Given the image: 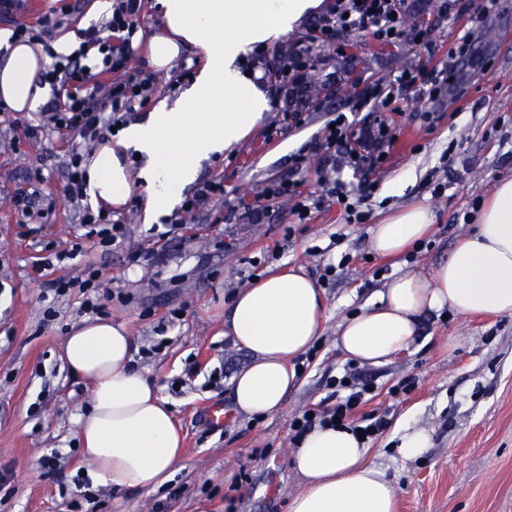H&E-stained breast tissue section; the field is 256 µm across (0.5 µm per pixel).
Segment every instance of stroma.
Returning a JSON list of instances; mask_svg holds the SVG:
<instances>
[{
    "instance_id": "35a3bbf8",
    "label": "stroma",
    "mask_w": 512,
    "mask_h": 512,
    "mask_svg": "<svg viewBox=\"0 0 512 512\" xmlns=\"http://www.w3.org/2000/svg\"><path fill=\"white\" fill-rule=\"evenodd\" d=\"M435 44L434 55L414 44L384 46L367 33L345 39L323 71L358 88L404 68H433L448 60L470 26L469 15L445 19L421 12ZM465 72L462 97L419 104L406 93L386 113L395 136L386 159L368 174L367 223H347L328 205L298 221L287 203H269L271 217L257 219V198L269 182L287 178L293 159L318 139L326 113L367 117L355 96H328L307 106L300 122L283 116L282 96L270 93L261 61L251 81L269 92V108L250 135L200 163L199 180L217 179L223 196L213 201L223 223L197 213L185 241L169 250L144 221L142 194L116 209L125 227L123 247L85 239L79 212L65 196L72 153L91 143L45 130L25 137L16 112L0 111V512H288L300 478L287 452L295 414L334 404V379L357 368L373 386L366 411L402 417L428 430L432 446L417 461L396 454L392 433L368 444L369 461L386 469L397 512H512V316H462L450 311L425 318L414 343L381 365L356 366L336 346L339 324L369 306L383 283L408 270H431L473 231L463 216L473 199L489 194L498 179L512 176V23L484 17ZM198 50L185 47L164 74L151 106L171 103L187 89L183 68L196 67ZM435 112L426 124L419 107ZM448 169V189L433 197L428 182ZM41 180L53 207L29 223L9 202L32 177ZM427 204L435 220L421 250L395 259L375 254L370 226L383 214ZM80 243L76 259L45 265L49 254ZM101 271L99 292L110 319L124 322L132 341V365L157 382L184 435L182 461L171 479L153 491L93 484L77 446V416L89 404L87 383L58 357L70 326L83 319L79 289L46 295L47 281L80 275L85 263ZM336 272L323 280L325 265ZM299 266L322 283L327 318L315 347L298 363L300 386L283 409L261 419L238 415L229 397L232 377L249 355L224 334L231 296L270 270ZM56 311L44 317L46 307ZM160 351L150 352L156 340ZM409 391H399L402 382ZM223 405V429L209 428L203 409Z\"/></svg>"
}]
</instances>
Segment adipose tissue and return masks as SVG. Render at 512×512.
<instances>
[{
    "instance_id": "1",
    "label": "adipose tissue",
    "mask_w": 512,
    "mask_h": 512,
    "mask_svg": "<svg viewBox=\"0 0 512 512\" xmlns=\"http://www.w3.org/2000/svg\"><path fill=\"white\" fill-rule=\"evenodd\" d=\"M161 27L144 58L170 68L187 46L199 48L198 73L182 101L160 105L147 119L101 143L85 157V193L92 204L123 206L131 193L129 153L144 158V221L178 204L200 161L245 139L267 107L265 93L236 66L242 54L288 33L322 0H158ZM47 59L40 44L19 43L0 58V101L35 111L37 76ZM434 216L413 204L383 215L371 228L377 253L396 258L422 240ZM378 305L345 319L336 344L362 364L380 365L414 342L424 317L512 316V177L499 179L480 203L476 231L458 240L430 272L409 271L386 282ZM326 319L322 289L302 268L289 266L238 291L224 312V333L251 359L231 381L236 413L264 417L281 411L299 384L295 365L318 340ZM60 356L90 389L79 417L83 455L98 481L153 490L174 473L184 437L155 382L131 366L125 323L85 318L62 339ZM365 441L344 427L315 425L291 449L301 479L288 512H396L385 469L368 462Z\"/></svg>"
}]
</instances>
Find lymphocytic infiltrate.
<instances>
[{"label": "lymphocytic infiltrate", "instance_id": "obj_1", "mask_svg": "<svg viewBox=\"0 0 512 512\" xmlns=\"http://www.w3.org/2000/svg\"><path fill=\"white\" fill-rule=\"evenodd\" d=\"M24 6V0H0V23L9 27L10 43L49 42L54 29L60 27V20L46 16L37 24H28L19 18ZM144 8V0H112L111 15L102 25L80 30L78 49L67 55L51 53V62L38 83L51 91L41 115L54 129L101 143L113 128L125 122L129 112L148 103L161 78L143 72L134 64V42ZM359 29L369 31L374 40L384 45L414 43L428 47L432 44L429 29L412 19L407 0H328L325 9L314 17L309 36L281 49L268 63L267 76L272 88H300L305 74L315 63V48H334L345 35ZM459 64V51L449 50L447 64L433 70L429 80H422L419 69H404L388 83L368 85L363 99L374 102L382 110L411 88L419 96L435 98L454 84ZM354 135L364 142L375 136L367 126L353 130L345 113H334L330 124L323 126L319 141L308 147L309 153L323 158L316 169L319 195L303 194L300 180L291 178L269 183L264 191L265 199H288L293 214L301 221L324 204L344 202L349 207L350 222L363 223L362 204L366 193L336 176V155ZM375 137L382 142L388 139L384 132ZM345 388L346 396L335 406L294 416L291 427L296 435H303L314 425L334 422L350 426L365 439L384 430L387 422L383 416L359 410L367 394L372 393V385L352 373Z\"/></svg>", "mask_w": 512, "mask_h": 512}]
</instances>
